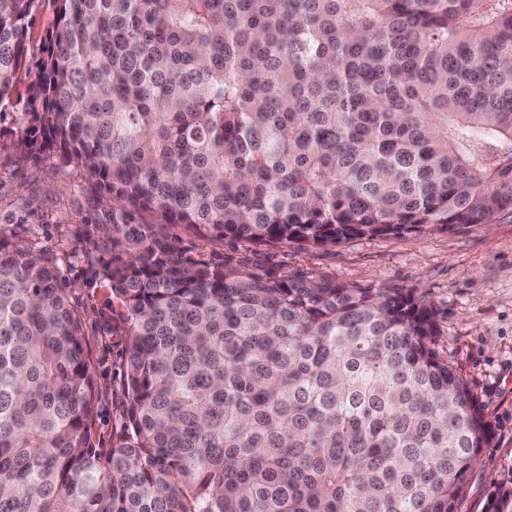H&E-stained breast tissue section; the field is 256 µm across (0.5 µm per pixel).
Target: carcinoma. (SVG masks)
Here are the masks:
<instances>
[{
  "instance_id": "cac0c4a2",
  "label": "carcinoma",
  "mask_w": 512,
  "mask_h": 512,
  "mask_svg": "<svg viewBox=\"0 0 512 512\" xmlns=\"http://www.w3.org/2000/svg\"><path fill=\"white\" fill-rule=\"evenodd\" d=\"M57 2L13 147L150 217L104 271L128 425L94 448L84 320L0 241V512H454L493 431L427 302L191 264L152 228L316 249L512 213V0ZM35 4L0 0V106Z\"/></svg>"
}]
</instances>
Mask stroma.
Listing matches in <instances>:
<instances>
[{
	"instance_id": "obj_1",
	"label": "stroma",
	"mask_w": 512,
	"mask_h": 512,
	"mask_svg": "<svg viewBox=\"0 0 512 512\" xmlns=\"http://www.w3.org/2000/svg\"><path fill=\"white\" fill-rule=\"evenodd\" d=\"M55 0H38L25 21L24 66L12 103L0 110V234L36 246L59 266L61 280L85 320L86 350L99 395L94 445L106 452L125 433L127 394L123 359L127 326L117 300L105 288V267L138 248L129 223L111 225L110 208L97 189L64 169L52 149L10 148L20 134L19 115L56 31ZM157 238L183 260L212 267L226 264L274 275H306L423 296L436 310V348L448 358L483 406L493 438L456 503V512H486L492 479L512 472V214L492 224H466L417 236L365 237L301 250L231 246L181 224L156 226Z\"/></svg>"
}]
</instances>
